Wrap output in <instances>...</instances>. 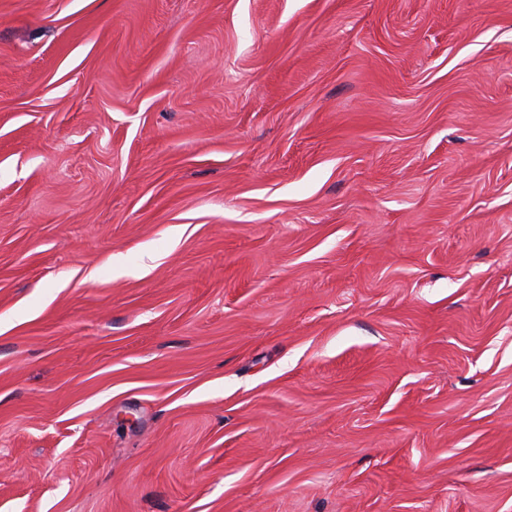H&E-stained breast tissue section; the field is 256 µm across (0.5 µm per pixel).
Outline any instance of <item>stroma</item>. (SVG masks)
<instances>
[{"instance_id":"obj_1","label":"stroma","mask_w":512,"mask_h":512,"mask_svg":"<svg viewBox=\"0 0 512 512\" xmlns=\"http://www.w3.org/2000/svg\"><path fill=\"white\" fill-rule=\"evenodd\" d=\"M0 512H512V0H0Z\"/></svg>"}]
</instances>
